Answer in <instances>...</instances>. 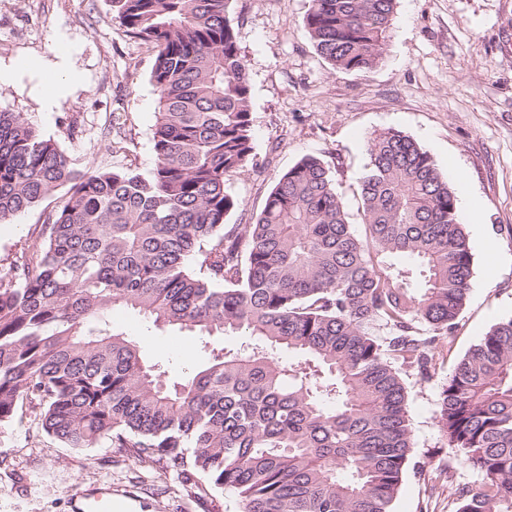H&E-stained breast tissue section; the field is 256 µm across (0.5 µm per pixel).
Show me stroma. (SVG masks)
<instances>
[{
    "label": "stroma",
    "mask_w": 512,
    "mask_h": 512,
    "mask_svg": "<svg viewBox=\"0 0 512 512\" xmlns=\"http://www.w3.org/2000/svg\"><path fill=\"white\" fill-rule=\"evenodd\" d=\"M310 0H232L231 16L251 86L254 152L228 186L253 223L280 176L306 155L330 167L349 222L360 226L359 185L368 139L394 129L426 150L456 198L480 221L465 230L474 260L468 301L444 365L512 318V0H396L381 63L367 73L332 70L315 51ZM154 50L126 33L112 0H0V65L21 64L0 89V111L16 112L74 159L78 170L154 165L158 95ZM67 88L46 100L42 69ZM64 190L0 223V271L41 249L45 216ZM115 325L137 335L145 357L178 379L206 359L190 333L152 327L113 307ZM416 447L394 512H450L420 468L452 450L434 423L439 382L406 379ZM0 512H240L232 491L196 496L175 479L120 458L107 443L69 448L42 432L31 412L0 427Z\"/></svg>",
    "instance_id": "35a3bbf8"
}]
</instances>
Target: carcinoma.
Wrapping results in <instances>:
<instances>
[{
    "label": "carcinoma",
    "mask_w": 512,
    "mask_h": 512,
    "mask_svg": "<svg viewBox=\"0 0 512 512\" xmlns=\"http://www.w3.org/2000/svg\"><path fill=\"white\" fill-rule=\"evenodd\" d=\"M232 0H112L152 45L154 166L76 170L18 113L0 112V223L60 187L44 245L0 273V426L23 407L70 448L102 441L241 512H392L414 448L407 373L451 349L473 277L454 191L430 154L388 129L367 142L362 231L322 159L277 181L251 224L226 188L254 149ZM395 0H311L305 26L334 70L381 61ZM131 308L195 334L207 365L180 381L107 320ZM243 332L237 350L215 336ZM288 351L294 362L279 356ZM454 449L420 474L453 512H512V318L439 387ZM481 474L455 483L459 465Z\"/></svg>",
    "instance_id": "obj_1"
}]
</instances>
